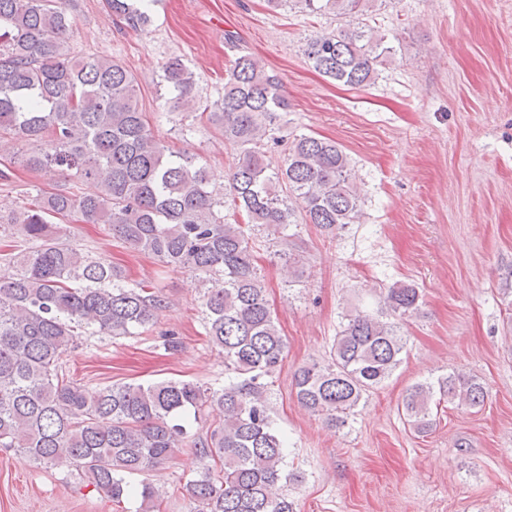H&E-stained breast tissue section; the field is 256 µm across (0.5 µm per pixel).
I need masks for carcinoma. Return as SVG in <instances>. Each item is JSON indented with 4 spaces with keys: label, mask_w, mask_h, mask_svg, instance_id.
<instances>
[{
    "label": "carcinoma",
    "mask_w": 512,
    "mask_h": 512,
    "mask_svg": "<svg viewBox=\"0 0 512 512\" xmlns=\"http://www.w3.org/2000/svg\"><path fill=\"white\" fill-rule=\"evenodd\" d=\"M310 11L329 9L352 22L312 39L305 55L322 75L346 86L368 85L393 48L363 23L372 0H293ZM129 28L150 22L129 0H107ZM74 26L67 0H0V139L28 148L17 163L53 179H75L91 194L59 185L42 190L8 219L31 250L6 244L0 258L13 264L0 278V448L43 466H66L119 503L141 498L152 512L157 490L130 478L169 459L181 445L199 457L188 492L198 512H296L275 492L297 482L288 469L287 442L275 426L267 379L283 366L286 340L266 298L255 241L276 247L293 272L304 262L288 227L302 221L328 237L359 219L361 194L350 159L336 142L300 135L287 145L273 136L288 99L277 75L250 56L236 58L224 95L208 120L239 147L222 191L189 154L156 141L139 103L136 79L120 61L78 57L67 48ZM170 109L190 114L194 74L174 56L161 66ZM284 146L273 167L268 144ZM247 222L226 221L224 206ZM107 224L112 237L147 252L171 271L203 274L205 329L224 352L229 380L220 389L164 379L89 389L67 379L62 357L80 330L132 336L154 323L167 301L145 283L93 258L61 222ZM420 292L397 281L380 293L378 314L356 310L336 333L325 364L298 367L295 396L308 412L336 429L348 424L368 393L402 362L403 322L419 309ZM487 387L450 372L407 388L406 422L432 426V406L484 405ZM210 419L206 431L190 420Z\"/></svg>",
    "instance_id": "carcinoma-1"
}]
</instances>
